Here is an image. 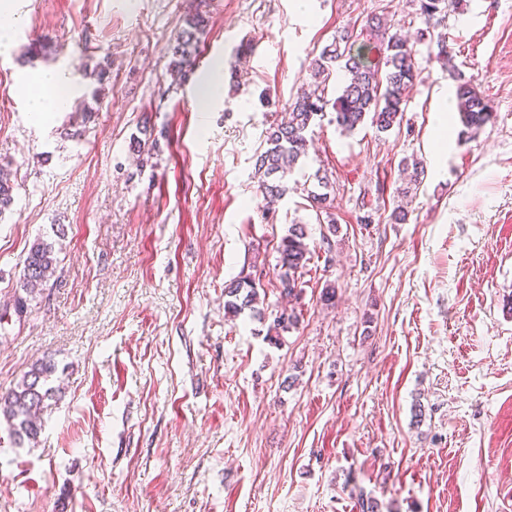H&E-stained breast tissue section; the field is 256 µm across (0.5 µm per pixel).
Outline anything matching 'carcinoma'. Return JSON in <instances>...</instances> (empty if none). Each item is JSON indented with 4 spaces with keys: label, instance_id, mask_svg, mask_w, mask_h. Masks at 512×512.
<instances>
[{
    "label": "carcinoma",
    "instance_id": "cac0c4a2",
    "mask_svg": "<svg viewBox=\"0 0 512 512\" xmlns=\"http://www.w3.org/2000/svg\"><path fill=\"white\" fill-rule=\"evenodd\" d=\"M417 15L423 28L419 38L431 36L433 20L448 11L451 0H418ZM204 18L196 13L188 18L189 30L179 37L174 47L173 66L177 70L193 62V30L202 26ZM372 40L356 43L353 34L345 31L337 35L310 63V78L315 86L311 92H302L285 104L280 121L266 131L268 148L258 155L255 175L258 190L266 199H278L288 194L286 177L306 156L309 132L317 120L324 117L327 105H332L333 122L343 132H352L365 121L379 132H386L400 124L404 104L410 88L420 74L415 50L398 32H390L393 24L374 17L367 23ZM343 72L342 84L336 97H325L333 74ZM456 111L464 126V133L475 136L491 118L489 102L470 82L461 80L455 91ZM14 183L7 170L0 167V215L13 203ZM306 225L292 224L277 246L280 272V295L290 300L302 292L304 269L311 259L306 242ZM57 259L53 246L36 240L23 260L19 279L20 293L15 297V311L19 314L28 308L33 294L54 272ZM260 298L256 282L242 276L224 286V314L235 318L250 310L258 319L269 322L266 339L278 341L280 333L298 323L294 310L280 309L270 315L259 308ZM55 372V365L41 360L32 365L21 382L8 391L0 392V417L4 418L15 444L34 442L42 430L39 413L45 401L55 398V389L48 381ZM357 512H380L378 501L358 491L354 495Z\"/></svg>",
    "mask_w": 512,
    "mask_h": 512
}]
</instances>
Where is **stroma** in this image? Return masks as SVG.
Here are the masks:
<instances>
[{"instance_id": "obj_1", "label": "stroma", "mask_w": 512, "mask_h": 512, "mask_svg": "<svg viewBox=\"0 0 512 512\" xmlns=\"http://www.w3.org/2000/svg\"><path fill=\"white\" fill-rule=\"evenodd\" d=\"M10 3L0 391L46 359L59 396L35 447L0 422V512H356L355 487L382 512H512V0H461L438 27L492 107L476 138L455 112L439 133L456 83L433 42L415 46L399 127H314L293 178L327 175L326 214L301 191L266 205L265 131L338 30L367 41L377 14L415 33L416 0ZM198 6V55L173 71ZM35 39L48 55L23 61ZM102 61L94 98L74 70ZM217 65L223 97L209 106ZM37 70L72 76L65 109L30 111ZM145 128L156 147L143 163L129 146ZM412 159L416 186L401 172ZM292 224L307 225L313 258L291 303L299 323L273 345L249 314L225 317L224 285L251 276L279 305L276 246ZM38 238L57 269L19 316Z\"/></svg>"}]
</instances>
